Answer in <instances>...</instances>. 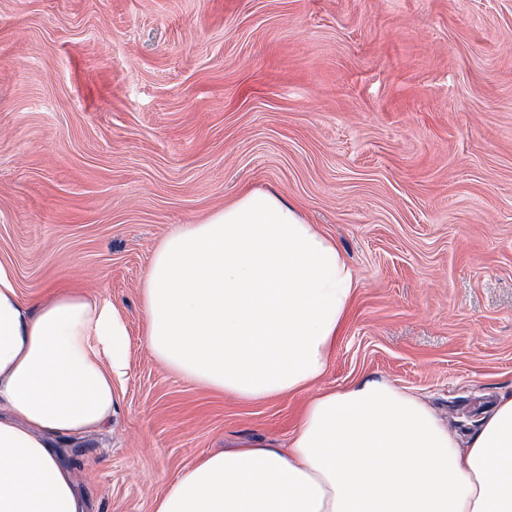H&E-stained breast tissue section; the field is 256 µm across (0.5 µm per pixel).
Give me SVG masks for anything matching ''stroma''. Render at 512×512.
<instances>
[{
	"mask_svg": "<svg viewBox=\"0 0 512 512\" xmlns=\"http://www.w3.org/2000/svg\"><path fill=\"white\" fill-rule=\"evenodd\" d=\"M251 189L354 271L320 388L389 380L463 438L512 393V0H0V262L128 330L111 424L58 448L90 512L298 421L144 345L154 248Z\"/></svg>",
	"mask_w": 512,
	"mask_h": 512,
	"instance_id": "1",
	"label": "stroma"
}]
</instances>
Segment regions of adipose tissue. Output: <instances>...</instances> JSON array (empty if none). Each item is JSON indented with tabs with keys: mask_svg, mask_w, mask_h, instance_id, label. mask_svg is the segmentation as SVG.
Returning <instances> with one entry per match:
<instances>
[{
	"mask_svg": "<svg viewBox=\"0 0 512 512\" xmlns=\"http://www.w3.org/2000/svg\"><path fill=\"white\" fill-rule=\"evenodd\" d=\"M354 293L336 242L267 190L158 244L142 284L151 356L242 401L307 399L287 447L246 438L206 455L152 512H512V395L464 441L386 380L308 396ZM127 336L117 308L90 294L28 305L0 263V512H87L55 439L110 423Z\"/></svg>",
	"mask_w": 512,
	"mask_h": 512,
	"instance_id": "ef3b65f1",
	"label": "adipose tissue"
}]
</instances>
